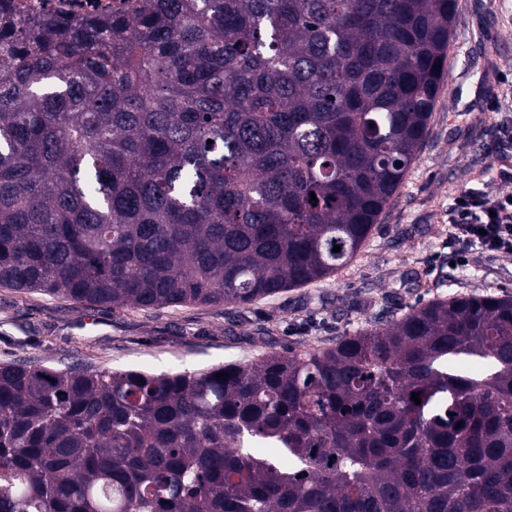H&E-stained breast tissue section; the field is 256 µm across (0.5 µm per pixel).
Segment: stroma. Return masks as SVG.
<instances>
[{
	"mask_svg": "<svg viewBox=\"0 0 512 512\" xmlns=\"http://www.w3.org/2000/svg\"><path fill=\"white\" fill-rule=\"evenodd\" d=\"M492 170L512 171V0H457L429 138L350 266L243 307L115 312L0 287V363L194 371L328 347L439 296L512 293V255L462 266L448 247L455 198Z\"/></svg>",
	"mask_w": 512,
	"mask_h": 512,
	"instance_id": "stroma-1",
	"label": "stroma"
}]
</instances>
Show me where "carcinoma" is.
Returning <instances> with one entry per match:
<instances>
[{
    "instance_id": "obj_1",
    "label": "carcinoma",
    "mask_w": 512,
    "mask_h": 512,
    "mask_svg": "<svg viewBox=\"0 0 512 512\" xmlns=\"http://www.w3.org/2000/svg\"><path fill=\"white\" fill-rule=\"evenodd\" d=\"M455 17L456 0L1 17L0 287L149 310L335 274L428 137ZM0 512H512V295L193 373L0 364Z\"/></svg>"
}]
</instances>
